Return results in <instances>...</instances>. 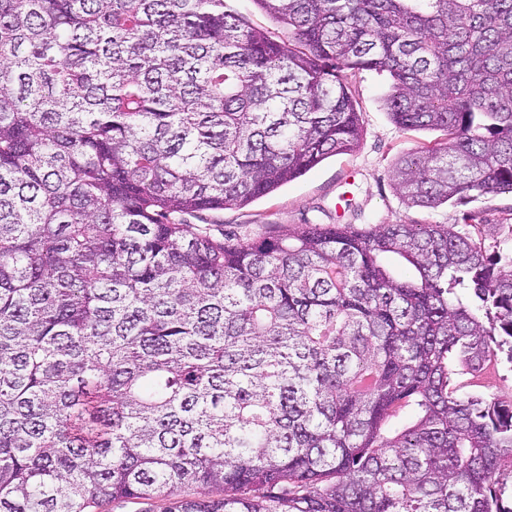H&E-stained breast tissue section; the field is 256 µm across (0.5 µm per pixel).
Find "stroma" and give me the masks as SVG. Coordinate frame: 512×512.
Here are the masks:
<instances>
[{
    "label": "stroma",
    "instance_id": "1",
    "mask_svg": "<svg viewBox=\"0 0 512 512\" xmlns=\"http://www.w3.org/2000/svg\"><path fill=\"white\" fill-rule=\"evenodd\" d=\"M387 75L364 70L350 81L364 135L349 154L324 160L301 177L243 208L204 213L203 219L231 238L246 241L274 227L305 224H467L469 214L482 220L479 236L488 253L512 244V194L487 195L465 205L409 208L395 191L390 172L405 153L435 141L434 131H404L390 119L385 98ZM452 387L462 394L512 400V363L498 353L480 370L455 375Z\"/></svg>",
    "mask_w": 512,
    "mask_h": 512
}]
</instances>
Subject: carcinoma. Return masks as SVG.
<instances>
[{"label": "carcinoma", "instance_id": "carcinoma-1", "mask_svg": "<svg viewBox=\"0 0 512 512\" xmlns=\"http://www.w3.org/2000/svg\"><path fill=\"white\" fill-rule=\"evenodd\" d=\"M254 2L288 41L226 0H0V512H512V402L451 387L512 362V247L187 221L359 147L360 70L441 133L407 207L512 194V0Z\"/></svg>", "mask_w": 512, "mask_h": 512}]
</instances>
